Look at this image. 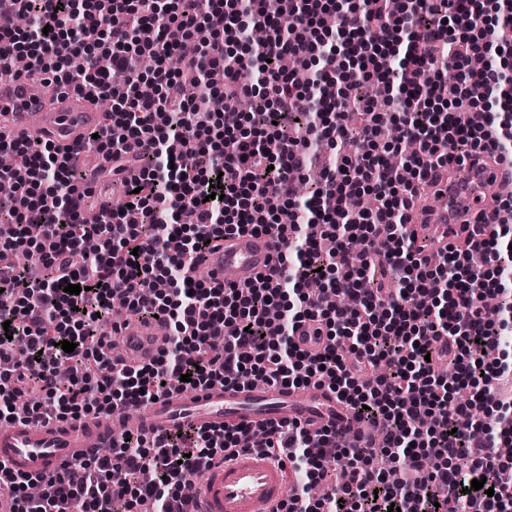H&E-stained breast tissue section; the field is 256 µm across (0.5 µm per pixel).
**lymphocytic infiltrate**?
I'll return each mask as SVG.
<instances>
[{
	"label": "lymphocytic infiltrate",
	"instance_id": "1",
	"mask_svg": "<svg viewBox=\"0 0 512 512\" xmlns=\"http://www.w3.org/2000/svg\"><path fill=\"white\" fill-rule=\"evenodd\" d=\"M0 0V12L31 17L32 31L0 29V70L16 56L28 72H51L68 91L92 89L112 99L107 122L89 139L103 168L125 180L124 210L102 205L96 223L82 215L92 194L84 173L53 143L33 147L29 135L0 132V153L17 157L0 179L18 184L0 198V258L32 249L34 264L0 265V421L46 415L59 420L109 416L175 390L242 375L271 385L327 386L375 428L380 443L346 442L335 430L310 431L281 421L254 432L199 428L120 444L73 464L65 475L30 477L0 463V486L15 512H195L185 486L215 464L254 448L291 467L302 480L276 512H512V459L498 447L512 428L474 419V410L512 411V200L499 203V230L467 247L446 246L444 260L423 259L407 233L426 194L463 170L468 159L512 161L490 118L493 105L512 112V91L499 89L498 68L512 66V47L492 37L512 26L484 0ZM197 53L178 72L165 62L184 41ZM156 61L151 72L143 57ZM290 58L313 70L298 84L281 69ZM256 68V83L239 79ZM457 70L447 84L442 70ZM152 96L140 93L142 84ZM198 97L182 96L185 84ZM372 85L386 100L375 110L358 95ZM257 113L226 125L241 98ZM312 110L297 118L298 98ZM396 134L383 141L385 126ZM356 133L359 149L336 159L335 147ZM321 165V196L303 223L280 215L296 207V181ZM220 183L223 199L211 198ZM40 225V239L26 227ZM265 233L283 245L279 266L291 283L264 276L246 286L194 279L188 268L207 241ZM321 284L299 310L289 292ZM80 285L69 294L68 285ZM498 300L495 311L482 303ZM128 316L158 317L167 330L150 364L126 365L104 349L98 327L114 296ZM318 322L329 345L301 351L294 336ZM26 356L16 359V341ZM74 343L73 352L61 344ZM447 363L448 376L436 374ZM190 382H181V375ZM471 391L467 406L448 404L452 388ZM396 465L397 481L375 468ZM345 473L332 494L314 499L332 465ZM152 471L151 482L138 479ZM484 480L483 489L470 488Z\"/></svg>",
	"mask_w": 512,
	"mask_h": 512
}]
</instances>
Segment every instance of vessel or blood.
Returning a JSON list of instances; mask_svg holds the SVG:
<instances>
[{"mask_svg": "<svg viewBox=\"0 0 512 512\" xmlns=\"http://www.w3.org/2000/svg\"><path fill=\"white\" fill-rule=\"evenodd\" d=\"M45 99L46 90L40 85L26 81L1 84L0 125L17 133H36L40 140L72 151L105 118L85 94H70L51 105ZM510 180L512 166L506 164L466 168L448 186L449 207L426 211L423 222L428 238L442 246L459 243L469 224L492 236L498 223L496 190ZM276 254V242L269 235H235L226 238L220 249L205 252L191 274L244 285L267 275ZM116 341L121 359L140 365L158 355L164 335L157 322L134 320ZM295 341L308 352L323 351L328 344L310 321L301 325ZM286 419L299 420L313 430L340 419L348 425L354 422L350 407L321 385L217 384L191 394L175 391L138 406L133 427L150 435L200 427L258 430ZM119 438L110 416L48 424L17 420L0 426V461L19 474L49 476L94 449L111 447ZM290 486L285 468L257 452L245 451L208 470L191 496L200 505L198 512H272L289 495Z\"/></svg>", "mask_w": 512, "mask_h": 512, "instance_id": "vessel-or-blood-1", "label": "vessel or blood"}]
</instances>
